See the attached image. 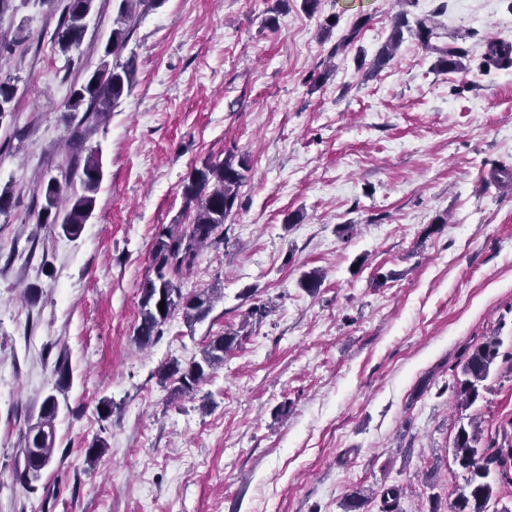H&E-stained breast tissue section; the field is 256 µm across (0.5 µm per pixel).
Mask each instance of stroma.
Instances as JSON below:
<instances>
[{
    "label": "stroma",
    "mask_w": 512,
    "mask_h": 512,
    "mask_svg": "<svg viewBox=\"0 0 512 512\" xmlns=\"http://www.w3.org/2000/svg\"><path fill=\"white\" fill-rule=\"evenodd\" d=\"M96 5L67 54L51 40L60 0L0 11V42L26 36L0 55L18 87L0 119V187L13 190L0 213V512H345L359 488L363 512H379L395 484L412 490L403 512L446 508L464 483L461 419L481 447L512 448V180L490 178L512 170V68L481 66L488 42L512 43V0H319L312 13L302 0H164L127 45L131 94L81 129L67 102L116 14L115 0ZM439 7L464 70L436 71L409 35L374 67L397 12ZM76 129L104 177L71 239L36 217L48 178L81 188ZM230 153L249 165L234 215L183 283L221 299L191 327L174 313L140 348L158 235L190 223L194 169ZM312 271L308 293L298 281ZM262 304L269 314L250 316ZM229 327L241 345L173 393L163 371ZM491 336L488 390L457 411L456 379ZM52 393L53 460L30 490L21 445Z\"/></svg>",
    "instance_id": "1"
}]
</instances>
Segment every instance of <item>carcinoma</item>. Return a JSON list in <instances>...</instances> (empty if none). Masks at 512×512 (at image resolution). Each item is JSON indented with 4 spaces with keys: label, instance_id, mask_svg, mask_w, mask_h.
<instances>
[{
    "label": "carcinoma",
    "instance_id": "carcinoma-1",
    "mask_svg": "<svg viewBox=\"0 0 512 512\" xmlns=\"http://www.w3.org/2000/svg\"><path fill=\"white\" fill-rule=\"evenodd\" d=\"M61 22L52 35V41L60 52L66 54L79 48L85 35L86 19L95 9L96 0H64ZM164 0H117L116 17L112 31L104 47V54L95 70L88 74L79 88L73 90L67 103V111L74 116L83 113L82 123H95L106 117L120 99L131 93L137 71V57L122 53L141 16V12L160 6ZM441 11L410 22L407 14L396 17L393 33L377 54L375 64L387 62L403 41V30L418 39L422 48L437 55L436 66L441 71L462 69L465 57L459 48L439 46L444 25L438 20ZM486 65L507 69L512 66V44L492 43L487 49ZM17 87L10 81H0V119L13 112ZM74 167H82L81 192L67 194L64 186L55 179L42 188V203L37 213V223L58 224L62 232L71 238L80 235L82 227L93 214L96 195L103 179L99 150H91L84 163L74 156ZM248 170L245 158L235 159L229 154L223 159H207L202 168L194 171L190 181L183 185L185 209L192 212V220L181 228H168L157 240L154 260V276L142 285L140 298L141 321L135 331V340L141 346L151 343L159 328L176 311L182 312L185 323L192 327L203 321L213 308L219 295L210 290L183 292L181 278L190 270L198 250L222 239L220 232L233 213ZM164 310H159V304ZM239 331H224L212 338L201 351V359L182 370L177 366L164 371L166 380L174 379V392L179 395L192 393L207 378V371L224 362V355L238 343ZM500 339L493 337L476 346L462 366V377L457 379L458 408L466 410L480 397L485 389L491 365L498 355ZM59 411V401L54 394L48 395L36 422L28 426L24 436V470L31 468V455L46 461L53 457L54 420ZM481 430L475 421L460 424L454 440V457L466 473L465 486L456 493L449 512H484L496 492L491 472L506 473L507 460L512 459V448L497 449L486 453L477 447ZM403 488L394 485L382 492L381 512H401L400 499Z\"/></svg>",
    "mask_w": 512,
    "mask_h": 512
}]
</instances>
